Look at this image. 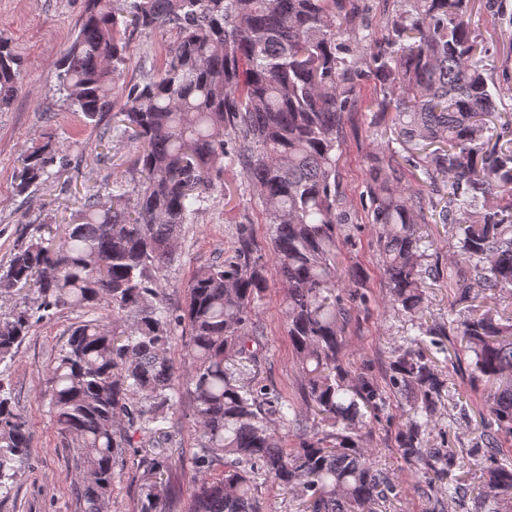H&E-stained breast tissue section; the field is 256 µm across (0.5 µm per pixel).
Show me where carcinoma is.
Listing matches in <instances>:
<instances>
[{
    "instance_id": "carcinoma-1",
    "label": "carcinoma",
    "mask_w": 512,
    "mask_h": 512,
    "mask_svg": "<svg viewBox=\"0 0 512 512\" xmlns=\"http://www.w3.org/2000/svg\"><path fill=\"white\" fill-rule=\"evenodd\" d=\"M470 2L400 0L381 48L348 39L359 27L354 0H86L56 66L58 90L88 123L112 113V138L136 143V180L115 183L108 204L85 197L61 237L34 238L0 267V286L24 292L0 314V364L14 359L34 321L65 308L103 312L73 327L43 392L72 449L81 512H102L129 431H156L180 412L182 379L200 448L188 512H260L259 474L298 488L299 512H373L395 493L360 434L365 419H379L383 391L344 363L345 330L366 297L349 271L348 288L338 290L342 227L353 223L336 192L338 131L361 81L372 78L376 111L405 152L399 160L375 153L367 171L394 310L421 318L429 308L416 225L428 195L441 191V223L455 228L466 264L455 280L459 299L475 287L512 295V138L493 126L499 94L469 25ZM156 29L177 35L161 66L119 87L129 37ZM19 74L0 32V108L10 105ZM230 156L264 204L306 406L328 426L291 446L281 431L301 429L300 419L251 376L267 280L248 225L230 253L193 276L183 308L170 307L161 288L178 232L198 223L224 188ZM66 166L63 149L48 141L20 156L16 189L26 193ZM408 166L422 168L424 188L407 183ZM180 328L190 363L181 379L167 357ZM425 335L456 337L471 378L493 389L482 476L469 492L474 512H512V462L503 451L512 442V313L473 310ZM389 384L412 395L397 435L404 460L429 485L467 468L452 450L425 445L445 387L433 361L404 350L390 363ZM6 385L0 370V499L31 448L29 421ZM171 466L167 457L150 459L139 512H165L174 489L158 478Z\"/></svg>"
}]
</instances>
